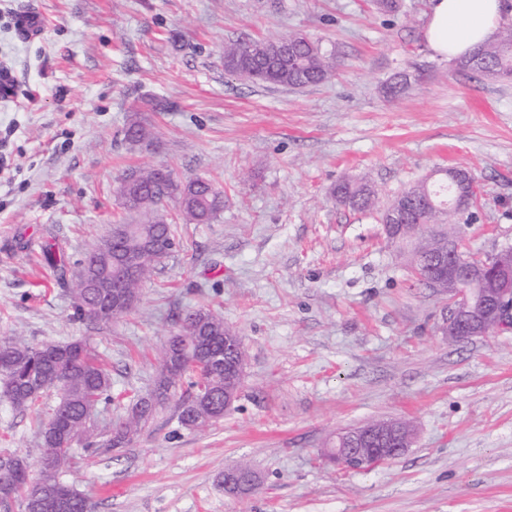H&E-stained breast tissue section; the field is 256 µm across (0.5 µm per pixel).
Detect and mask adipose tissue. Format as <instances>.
<instances>
[{
  "label": "adipose tissue",
  "instance_id": "1",
  "mask_svg": "<svg viewBox=\"0 0 512 512\" xmlns=\"http://www.w3.org/2000/svg\"><path fill=\"white\" fill-rule=\"evenodd\" d=\"M500 18V0H431L427 45L441 58L461 57L494 35Z\"/></svg>",
  "mask_w": 512,
  "mask_h": 512
}]
</instances>
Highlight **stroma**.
Returning <instances> with one entry per match:
<instances>
[{
	"mask_svg": "<svg viewBox=\"0 0 512 512\" xmlns=\"http://www.w3.org/2000/svg\"><path fill=\"white\" fill-rule=\"evenodd\" d=\"M0 0V338L32 345L85 337L112 373L99 417H125L160 369L179 320L208 306L239 335L242 386L218 424L179 427L160 411L127 447H75L62 479L93 512H512V330L464 342L442 326L448 297L417 283L375 216L332 194L372 182L380 205L436 169L479 182L466 251L512 246V78L489 79L434 56L430 0ZM35 9L41 38L15 13ZM306 34L334 60L305 88L245 83L224 72L228 41ZM406 74L404 93L386 87ZM165 99L169 108L151 111ZM142 113L155 141L130 149ZM167 165L212 180L224 210L178 224L123 317L90 328L41 259L70 261L131 223L117 195L132 166ZM35 409L0 401V454L38 460ZM404 419L400 457L340 470L323 454L340 430ZM250 464L259 489L226 494L225 468Z\"/></svg>",
	"mask_w": 512,
	"mask_h": 512,
	"instance_id": "35a3bbf8",
	"label": "stroma"
}]
</instances>
